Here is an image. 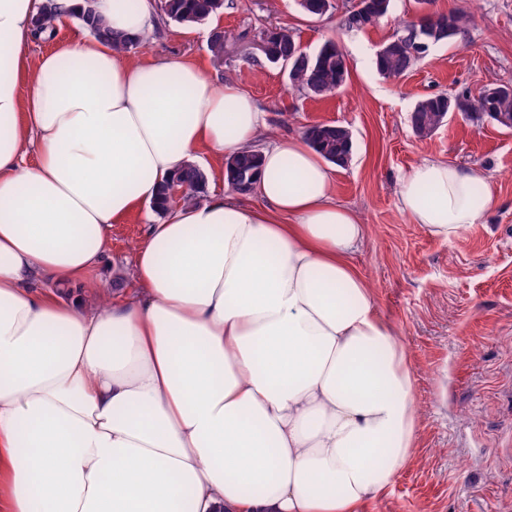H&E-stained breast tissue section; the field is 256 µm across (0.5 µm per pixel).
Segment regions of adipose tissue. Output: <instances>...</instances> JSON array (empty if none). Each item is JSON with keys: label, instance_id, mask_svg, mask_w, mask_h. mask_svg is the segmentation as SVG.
<instances>
[{"label": "adipose tissue", "instance_id": "adipose-tissue-1", "mask_svg": "<svg viewBox=\"0 0 512 512\" xmlns=\"http://www.w3.org/2000/svg\"><path fill=\"white\" fill-rule=\"evenodd\" d=\"M41 3L0 0V512H362L387 496L418 443L414 360L351 263L367 229L331 168L179 56L141 65L84 30L29 62ZM96 9L135 40L155 26L150 0ZM247 149L263 155L255 204H182L138 241L132 290L91 280L160 183ZM397 205L449 241L499 199L484 168L426 159Z\"/></svg>", "mask_w": 512, "mask_h": 512}]
</instances>
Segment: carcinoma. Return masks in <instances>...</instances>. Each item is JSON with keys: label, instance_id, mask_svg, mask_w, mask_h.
I'll return each mask as SVG.
<instances>
[{"label": "carcinoma", "instance_id": "1", "mask_svg": "<svg viewBox=\"0 0 512 512\" xmlns=\"http://www.w3.org/2000/svg\"><path fill=\"white\" fill-rule=\"evenodd\" d=\"M391 0H367L366 7L360 17H347L342 27L347 31L362 30L373 26L385 17L390 8ZM224 0H161L160 17L180 26H196L209 22L224 12ZM80 25L102 41L120 50L132 47V42L125 34L115 31L97 14L94 0H88L83 12L77 16ZM230 41V34L224 29L215 27L210 31L209 49L212 55L220 59L224 55V47ZM410 50L402 47L375 59L377 73L385 79H400L410 70ZM298 60L289 74L292 89L315 98L328 97L341 88V82L348 79L349 67L345 65L346 57L336 55V43L327 40L320 48L309 53L303 50L293 32L280 27L269 34V52L265 59L272 64L288 61V57ZM508 90L490 98L475 97L471 94L427 96L420 99L410 115L415 135L427 138L445 123L444 114L448 112V103H453L461 112H469L475 104L487 114V117L498 122L494 115L507 118L508 127L512 129V85L506 84ZM306 134L321 156L328 162L343 167L352 154V140L347 128L334 124H316L306 130ZM261 168V154L252 149L238 153L225 159V179L235 191L248 193L255 184ZM207 180L205 171L199 166L189 163L173 179V183L185 186L189 193L184 202L197 200Z\"/></svg>", "mask_w": 512, "mask_h": 512}]
</instances>
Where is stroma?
Wrapping results in <instances>:
<instances>
[{"label": "stroma", "instance_id": "stroma-1", "mask_svg": "<svg viewBox=\"0 0 512 512\" xmlns=\"http://www.w3.org/2000/svg\"><path fill=\"white\" fill-rule=\"evenodd\" d=\"M333 2L326 15L310 17L296 0H225L214 23L232 34L223 60L208 50L211 26L172 23L159 25L133 58L179 55L217 81L234 80L268 113L276 135L319 123L349 129L353 156L334 170L335 196L367 226L352 261L414 359L420 412L416 456L367 512H512V455L499 447L512 439V129L457 112L422 140L410 123L423 97L512 82V0H434L436 11L466 16L465 32L397 81L376 73L375 54L414 13V0H392L390 14L361 31L340 25L352 0ZM278 27L309 52L338 40L349 63L345 87L327 98L290 89L287 70L265 65L256 48ZM425 159L483 167L499 206L460 238L430 236L399 211L396 196L398 176ZM161 219L144 207L113 224L93 279L122 280L149 221Z\"/></svg>", "mask_w": 512, "mask_h": 512}]
</instances>
